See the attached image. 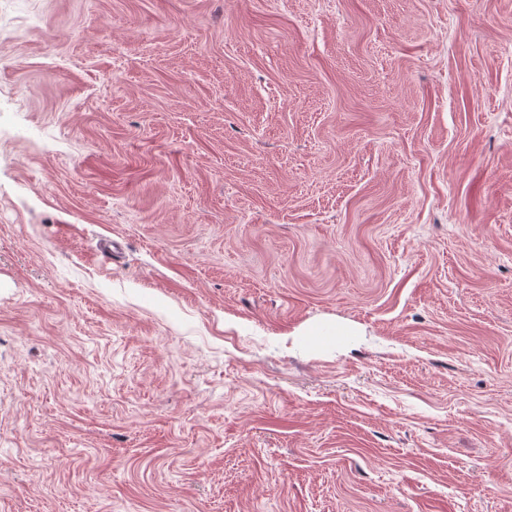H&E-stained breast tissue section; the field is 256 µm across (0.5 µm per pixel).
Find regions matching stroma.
Wrapping results in <instances>:
<instances>
[{"instance_id":"stroma-1","label":"stroma","mask_w":512,"mask_h":512,"mask_svg":"<svg viewBox=\"0 0 512 512\" xmlns=\"http://www.w3.org/2000/svg\"><path fill=\"white\" fill-rule=\"evenodd\" d=\"M0 512H512V0H0Z\"/></svg>"}]
</instances>
